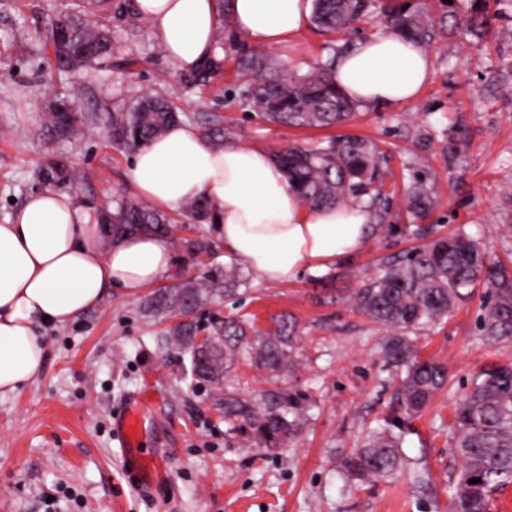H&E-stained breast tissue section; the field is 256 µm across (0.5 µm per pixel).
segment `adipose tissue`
<instances>
[{
  "instance_id": "ef3b65f1",
  "label": "adipose tissue",
  "mask_w": 512,
  "mask_h": 512,
  "mask_svg": "<svg viewBox=\"0 0 512 512\" xmlns=\"http://www.w3.org/2000/svg\"><path fill=\"white\" fill-rule=\"evenodd\" d=\"M133 6L181 72L213 55L219 15L251 44L272 49L297 40L311 9L310 0H134ZM432 71L426 48L391 30L360 40L335 63L337 85L366 107L414 101ZM129 182L137 196L165 211L206 197L225 251L270 284L334 270L374 234L376 217L363 204L309 207L268 149L238 142L216 149L188 123L137 150ZM172 256L169 237L152 232L102 247L90 209L74 195L52 188L30 194L0 224V395L19 392L42 370L44 325L69 322L115 293L140 296L168 275Z\"/></svg>"
}]
</instances>
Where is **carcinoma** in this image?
<instances>
[{"label":"carcinoma","mask_w":512,"mask_h":512,"mask_svg":"<svg viewBox=\"0 0 512 512\" xmlns=\"http://www.w3.org/2000/svg\"><path fill=\"white\" fill-rule=\"evenodd\" d=\"M312 23L322 33L334 34L352 27L379 11L392 30L420 43L436 35L435 21L405 0H312ZM471 25H486L485 6L489 0H468ZM124 14L138 21L133 5L114 0H65L50 19L45 37L52 47L55 68L60 72L85 73L110 69L127 79L140 76L146 55L124 49L114 37L112 15ZM335 59L311 73L294 75L262 53L243 51L237 56V70L251 75L244 105L256 116L277 125L322 128L344 123L356 105L337 86ZM224 69V59L214 55L198 69L178 74L185 88L206 85ZM183 113L160 92H145L132 103L115 104L106 115L112 145L135 151L164 134L181 121ZM203 136L217 147L237 140L239 131L211 113L200 118ZM44 126L55 139L70 140L89 128L75 95L48 103ZM278 165L301 200L312 207L334 206L344 200L365 203L372 208L386 200L387 168L381 165L379 146L368 139L337 136L318 144L294 146L275 153ZM44 185L76 186L85 179L82 171L54 156L40 169ZM434 201L426 182L418 179L410 189L408 213L412 221L427 218ZM94 223L118 238L127 232L146 230L172 236L184 260L212 259L219 249L215 214L203 197L187 201L169 214L148 201L124 193L112 204L93 208ZM183 219L208 228L193 237H178L173 230ZM491 287V302L481 318V330L489 340L512 336V280L502 275L479 243L457 234L441 237L405 256L381 263L380 272L355 294L356 306L372 321L397 329L388 340L384 358L400 373L397 404L400 413L412 418L423 411L434 395L448 384L447 368L439 362L421 359L413 339L406 333L436 322L464 296L463 290L481 277ZM250 274L230 259L224 266H209L198 276L184 279L171 288H160L148 296L143 315L165 313L177 318L168 334L189 355V375L196 382L213 383L208 356L224 359V421L229 429L263 448H281L295 438L314 405L313 396L291 387H275L246 394L230 381L236 366L247 362L270 375L288 371L296 364L294 338L297 321L280 314L263 330L244 316L227 317L213 327L212 335L224 351L206 353L195 348L199 320L189 316L185 302L200 310L221 300L242 297L249 291ZM454 449L461 460L459 478L450 494L451 512H485L490 494L512 483V362L493 363L482 369L470 391L455 409ZM401 419L393 417L369 432L363 444L344 456L340 467L356 480H378L394 474L398 467L400 436L395 434ZM481 479L478 484L470 479Z\"/></svg>","instance_id":"1"}]
</instances>
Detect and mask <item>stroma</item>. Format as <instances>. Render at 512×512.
I'll use <instances>...</instances> for the list:
<instances>
[{
  "label": "stroma",
  "mask_w": 512,
  "mask_h": 512,
  "mask_svg": "<svg viewBox=\"0 0 512 512\" xmlns=\"http://www.w3.org/2000/svg\"><path fill=\"white\" fill-rule=\"evenodd\" d=\"M61 0H0V223L39 190L36 173L50 156L84 171L79 193L101 204L127 191L130 152L113 148L102 125L62 142L44 134L49 97L80 88L77 104L103 113L113 101L163 90L190 115L236 120L240 143L278 151L339 134L374 140L392 174L389 202L376 213L377 233L343 267L287 284L253 277L242 304L220 316L247 314L268 328L271 316L299 322L300 364L281 380L308 389L317 406L284 448L250 445L231 436L224 391L186 376L189 366L166 334L169 320L143 316L142 298L119 295L72 322L44 333L41 373L16 394L0 396V512H449V487L460 463L453 451L454 409L477 373L512 360V337L491 341L479 318L489 300L485 283L466 289L447 317L418 329L422 356L448 367V386L402 434L400 464L390 477L361 483L339 469L342 456L383 424L395 406L397 382L382 356L391 331L351 300L382 260L416 242L403 234L414 176L432 186L437 204L425 221L433 236L463 233L512 273V5L490 6L483 35L467 30L466 0H413L442 18L444 35L428 44L433 75L419 98L396 107H361L333 128H297L244 111L246 87L236 55L250 43L224 42V71L207 87L184 89L148 22L113 18L125 45L149 51L135 84L112 71L93 79L48 69L49 52H31L37 33ZM328 36L306 25L297 41L272 51L304 74L326 58ZM461 157L449 162L447 140ZM151 398L135 456L168 464L142 479L120 453L114 430L131 401Z\"/></svg>",
  "instance_id": "1"
}]
</instances>
